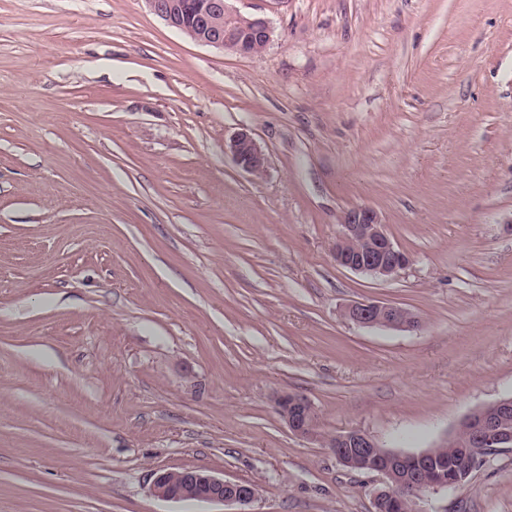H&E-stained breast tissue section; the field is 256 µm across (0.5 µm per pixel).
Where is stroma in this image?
<instances>
[{
	"label": "stroma",
	"instance_id": "obj_1",
	"mask_svg": "<svg viewBox=\"0 0 512 512\" xmlns=\"http://www.w3.org/2000/svg\"><path fill=\"white\" fill-rule=\"evenodd\" d=\"M275 30L200 44L146 0H0V512H221L158 470L249 482V512H372L293 434L436 447L512 395V0H232ZM252 132L262 176L224 145ZM367 205L411 263L337 265ZM415 312L405 332L341 316ZM424 512H512V452ZM342 317L360 326H380L413 331L420 328L419 317L411 310L380 301H355L348 304ZM173 471H157L153 475L152 490L154 494L162 499L183 501L187 497V492L183 487L175 489L169 479V474Z\"/></svg>",
	"mask_w": 512,
	"mask_h": 512
}]
</instances>
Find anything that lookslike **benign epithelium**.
I'll use <instances>...</instances> for the list:
<instances>
[{
	"label": "benign epithelium",
	"instance_id": "1",
	"mask_svg": "<svg viewBox=\"0 0 512 512\" xmlns=\"http://www.w3.org/2000/svg\"><path fill=\"white\" fill-rule=\"evenodd\" d=\"M151 10L172 27L191 36L194 41L244 56L266 50L274 37V28L263 17L247 16L234 9L231 0H146ZM237 165L259 176L266 159L251 134L238 133L229 143ZM342 233L336 241V263L351 271L374 277L390 278L410 263V256L390 239L378 214L367 206L344 212ZM342 317L360 326H380L413 331L420 328L419 317L411 310L380 301H355L342 310ZM277 407L290 430L304 438H320L327 448L335 449L337 460L345 467L372 473L381 487L374 494L375 512H391L400 507L399 487L409 483L425 492L454 489L463 484L486 458L512 448V431L506 418L512 413V396L479 407L464 418L447 442L461 441L470 449L469 467L443 481H425L431 454L424 450L404 454L379 446L362 431H349L319 437L316 419L309 401L297 394L277 399ZM184 482L200 502L243 506L256 497L254 485L226 481L204 469L182 470ZM152 490L162 499L182 501L186 489L173 487L169 472L153 475Z\"/></svg>",
	"mask_w": 512,
	"mask_h": 512
}]
</instances>
